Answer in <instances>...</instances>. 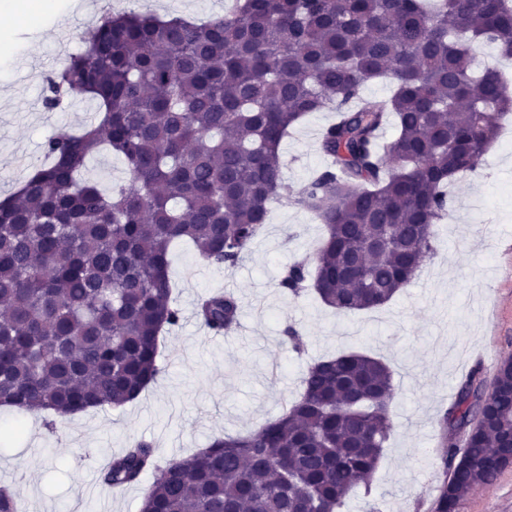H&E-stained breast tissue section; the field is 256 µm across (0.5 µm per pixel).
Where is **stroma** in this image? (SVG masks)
Segmentation results:
<instances>
[{
  "mask_svg": "<svg viewBox=\"0 0 512 512\" xmlns=\"http://www.w3.org/2000/svg\"><path fill=\"white\" fill-rule=\"evenodd\" d=\"M224 2L112 0V10L204 20L221 14ZM0 23L25 43L0 52V77L12 89L0 102L2 197L42 163L49 137L90 123L95 105L80 96L53 109L45 104L49 77L82 48L85 17H42L34 36L18 14H0ZM335 119L329 110L311 114L283 140V200L238 266L225 270L193 248H174L170 279L182 320L162 338V374L137 400L59 417L51 428L40 415L0 407V426L18 418L25 428L0 441V486L26 512H140L145 484L118 494L98 480L131 438L151 441L164 466L215 438L256 430L296 397L308 363L348 349L387 363L396 397L372 490L353 492L343 512H431L444 470L443 413L471 374L491 381L512 359V198L502 193L512 185V120H504L478 174L450 186L436 252L414 283L384 306L339 316L314 296L295 298L278 287L283 270L313 255L324 234L295 197L325 166L320 133ZM215 290L241 302L238 328L217 337L195 317L198 297ZM290 326L302 332L305 354L284 345ZM456 512H512V465L491 488L461 499Z\"/></svg>",
  "mask_w": 512,
  "mask_h": 512,
  "instance_id": "1",
  "label": "stroma"
}]
</instances>
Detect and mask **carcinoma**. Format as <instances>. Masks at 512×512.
<instances>
[{
  "mask_svg": "<svg viewBox=\"0 0 512 512\" xmlns=\"http://www.w3.org/2000/svg\"><path fill=\"white\" fill-rule=\"evenodd\" d=\"M84 43L49 78L45 104L85 95L94 120L49 138V163L0 198V405L22 412L121 408L156 381L160 337L181 319L171 246L239 264L281 200L282 140L308 115L337 114L320 137L332 165L297 199L324 235L279 288L311 289L346 315L418 277L448 186L480 168L512 111L499 72L472 68L476 43L512 59V0H234L203 22L108 11ZM372 80L390 94L364 97ZM102 149L128 172L107 190L81 177ZM239 314L232 291L196 304L215 336ZM395 396L389 366L349 350L310 365L300 395L259 429L164 467L135 440L101 478L125 487L152 473L140 512H342L381 461ZM440 425L450 474L432 512H454L512 464V359L488 393L460 387ZM21 506L0 488V512Z\"/></svg>",
  "mask_w": 512,
  "mask_h": 512,
  "instance_id": "carcinoma-1",
  "label": "carcinoma"
}]
</instances>
